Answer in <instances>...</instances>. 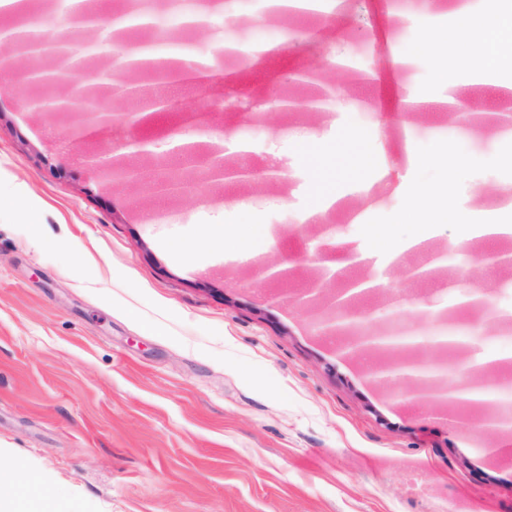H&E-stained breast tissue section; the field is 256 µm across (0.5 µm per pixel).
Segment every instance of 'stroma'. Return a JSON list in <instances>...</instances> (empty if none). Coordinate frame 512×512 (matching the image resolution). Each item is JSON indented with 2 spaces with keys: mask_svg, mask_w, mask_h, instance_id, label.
<instances>
[{
  "mask_svg": "<svg viewBox=\"0 0 512 512\" xmlns=\"http://www.w3.org/2000/svg\"><path fill=\"white\" fill-rule=\"evenodd\" d=\"M418 2L333 0L285 19L265 0H226L193 32L158 11L149 40L161 56L186 48L208 63L234 37L278 49L225 65L212 93L231 109L204 127L188 121L191 81L141 126L71 138L30 111L25 86L0 89L1 479L41 487L71 512H512V426L483 437L460 427L454 405H418L395 359L323 335L298 300L318 288L328 302L348 279H375L361 304L368 330L444 336L443 318L464 323L450 390L476 356L512 355V264L486 281L469 248H448L459 225L438 227L424 279L381 264L330 271L349 263L367 224L394 239L414 232L402 182L454 179L466 209L512 203V121L455 125L402 102L407 84L430 81V61L402 67L412 42L444 9L485 2ZM310 71L342 95L312 111L255 112L275 87L315 99ZM228 134L254 145V169L275 157L291 177L224 186L202 167L186 194L155 193L173 141ZM302 136L391 169L375 181L349 170L366 188L328 212L329 235L305 218L317 170ZM135 141L148 152L134 181H107L87 161ZM256 260L286 262L291 276L258 275ZM477 284L490 297L481 308L466 301Z\"/></svg>",
  "mask_w": 512,
  "mask_h": 512,
  "instance_id": "35a3bbf8",
  "label": "stroma"
}]
</instances>
